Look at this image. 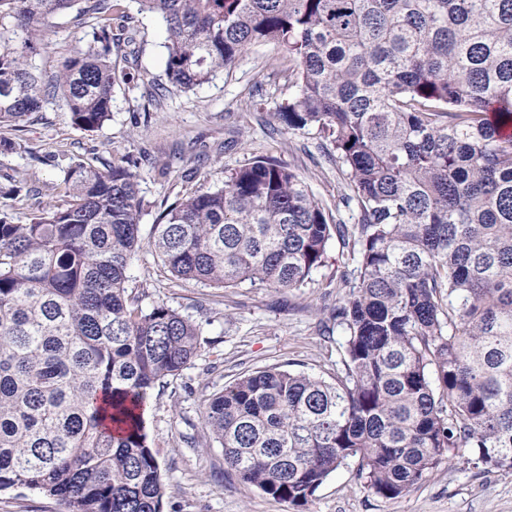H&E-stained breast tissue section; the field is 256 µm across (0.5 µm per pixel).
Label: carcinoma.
<instances>
[{
  "instance_id": "cac0c4a2",
  "label": "carcinoma",
  "mask_w": 512,
  "mask_h": 512,
  "mask_svg": "<svg viewBox=\"0 0 512 512\" xmlns=\"http://www.w3.org/2000/svg\"><path fill=\"white\" fill-rule=\"evenodd\" d=\"M76 0H0V128L60 101L84 132L134 81L122 0H84L87 48L33 70L39 24ZM166 26L164 81L187 91L253 47L296 62L274 116L329 143L357 223L286 164L257 158L163 211L150 245L172 276L305 288L336 240L354 267L333 317L342 368L269 367L213 394L204 426L240 481L304 512L350 459L390 500L441 463L512 470V0H137ZM25 222L0 208V491L66 512H162L145 412L197 356L201 327L129 293L136 175L71 160Z\"/></svg>"
}]
</instances>
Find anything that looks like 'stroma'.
<instances>
[{
    "label": "stroma",
    "instance_id": "stroma-1",
    "mask_svg": "<svg viewBox=\"0 0 512 512\" xmlns=\"http://www.w3.org/2000/svg\"><path fill=\"white\" fill-rule=\"evenodd\" d=\"M138 31L140 78L117 91L112 119L88 133L75 128L59 102L1 134L20 143L0 154V204L24 221L35 199L30 191L56 181L69 158L105 160L137 176L143 211L142 245L128 270V286L142 306L163 304L200 324V349L146 411L164 483L163 512H294L242 483L224 465V450L202 421L206 400L237 377L277 365L334 378L346 330L332 313L346 299L340 273L347 257L331 243L313 284L274 292L242 285L213 288L173 278L149 245L152 225L168 205L195 191L223 184L229 171L257 157L288 164L311 193L333 209V219L353 224L342 207L347 183L315 133L284 130L273 117L295 94L282 71L291 62L266 45L254 47L232 73H220L189 91L170 89L156 104L149 79L164 76V26L124 0ZM93 18L77 9L45 19L32 63L52 72L88 41ZM167 165V177L157 169ZM348 464L330 475L306 512H512V472L458 460L440 465L403 496L386 501L370 492ZM0 512H65L55 499L25 488L0 491Z\"/></svg>",
    "mask_w": 512,
    "mask_h": 512
}]
</instances>
